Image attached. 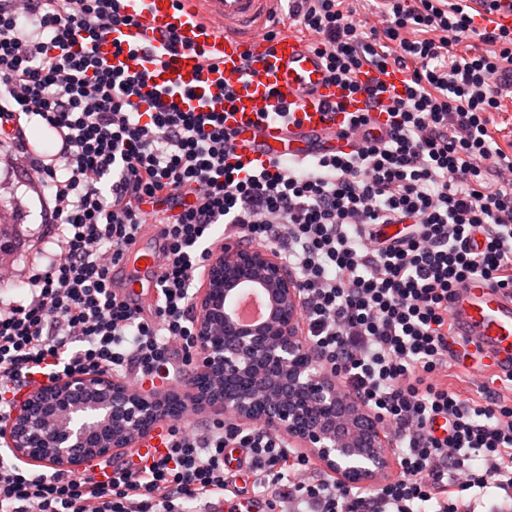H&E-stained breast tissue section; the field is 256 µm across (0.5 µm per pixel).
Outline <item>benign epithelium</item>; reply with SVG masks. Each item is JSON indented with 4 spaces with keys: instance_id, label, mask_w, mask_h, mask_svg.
I'll list each match as a JSON object with an SVG mask.
<instances>
[{
    "instance_id": "obj_1",
    "label": "benign epithelium",
    "mask_w": 512,
    "mask_h": 512,
    "mask_svg": "<svg viewBox=\"0 0 512 512\" xmlns=\"http://www.w3.org/2000/svg\"><path fill=\"white\" fill-rule=\"evenodd\" d=\"M241 285L264 291L267 319L235 322L228 298ZM196 309L198 369L184 390L134 392L97 375L45 386L14 409L10 447L22 455L43 448L44 461L77 469L129 447L166 416L170 402L188 398L238 421L260 417L303 443L344 482L368 481L389 467L382 433L367 411L342 398L336 380L313 361L298 362L304 353L298 282L271 252L224 244L208 261Z\"/></svg>"
}]
</instances>
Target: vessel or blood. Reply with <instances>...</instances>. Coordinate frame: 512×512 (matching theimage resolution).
Here are the masks:
<instances>
[{
	"label": "vessel or blood",
	"instance_id": "b4317fda",
	"mask_svg": "<svg viewBox=\"0 0 512 512\" xmlns=\"http://www.w3.org/2000/svg\"><path fill=\"white\" fill-rule=\"evenodd\" d=\"M280 0H127L133 24L115 27L97 43L98 55L116 68L148 69L154 82L142 91L143 103L153 102L156 91L177 83L179 106L186 111L209 109L217 89L233 91L227 108L228 127L236 132L235 153L250 165L290 159L304 161L316 144L331 151H350L352 139L342 137L345 112L370 111L375 131L387 118L381 103L368 107L360 94L332 84L318 55L305 40L281 34L267 42L264 26ZM478 28L512 32V0H469ZM187 40V47L172 48V38ZM362 83L383 85L386 98L405 91L407 75L395 67L367 66ZM289 116L277 118L281 108ZM152 245L135 243V273L124 274L121 286L139 296L144 277L160 274L154 230ZM454 334L463 340L468 365L512 377V293L489 280L473 277L455 292L450 304Z\"/></svg>",
	"mask_w": 512,
	"mask_h": 512
}]
</instances>
